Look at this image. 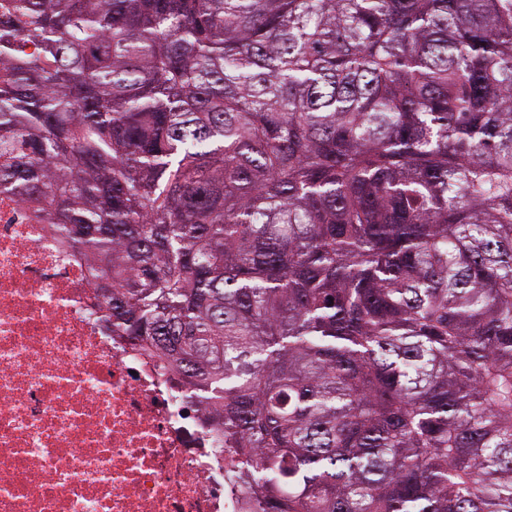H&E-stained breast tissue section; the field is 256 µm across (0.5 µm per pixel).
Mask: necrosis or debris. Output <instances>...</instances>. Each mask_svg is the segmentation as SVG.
I'll use <instances>...</instances> for the list:
<instances>
[{
	"mask_svg": "<svg viewBox=\"0 0 512 512\" xmlns=\"http://www.w3.org/2000/svg\"><path fill=\"white\" fill-rule=\"evenodd\" d=\"M92 281L0 192V512H253L200 398L107 330Z\"/></svg>",
	"mask_w": 512,
	"mask_h": 512,
	"instance_id": "necrosis-or-debris-1",
	"label": "necrosis or debris"
}]
</instances>
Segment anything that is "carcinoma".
Segmentation results:
<instances>
[{
    "instance_id": "1",
    "label": "carcinoma",
    "mask_w": 512,
    "mask_h": 512,
    "mask_svg": "<svg viewBox=\"0 0 512 512\" xmlns=\"http://www.w3.org/2000/svg\"><path fill=\"white\" fill-rule=\"evenodd\" d=\"M2 189L262 512H512V0H0Z\"/></svg>"
}]
</instances>
